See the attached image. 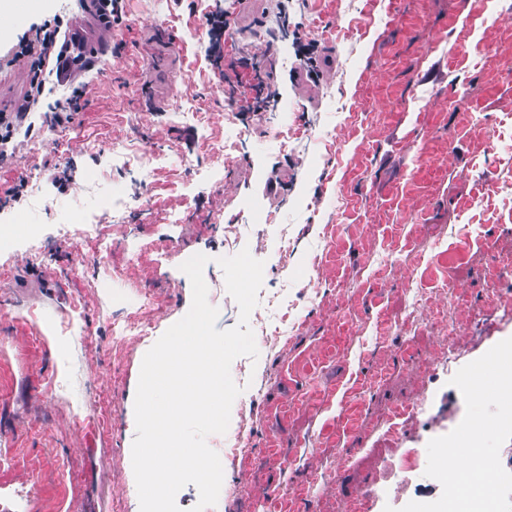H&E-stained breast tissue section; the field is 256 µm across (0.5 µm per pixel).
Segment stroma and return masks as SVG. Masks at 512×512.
Listing matches in <instances>:
<instances>
[{"instance_id":"obj_1","label":"stroma","mask_w":512,"mask_h":512,"mask_svg":"<svg viewBox=\"0 0 512 512\" xmlns=\"http://www.w3.org/2000/svg\"><path fill=\"white\" fill-rule=\"evenodd\" d=\"M98 65L50 83L0 159V512H140L134 400L146 352L208 256L217 329L239 308L218 257L263 261L278 295L231 375L254 417L208 512H368L432 502L427 444L463 419L451 379L512 337V0H122ZM224 10V64L201 25ZM93 30L42 0L0 33V110L33 25ZM319 44L312 72L297 35ZM263 111L243 106L250 66ZM82 86L87 108L51 124ZM136 157L117 158L123 145ZM67 175L65 187L55 178ZM98 224L111 250L85 237ZM453 292H445L446 284ZM150 300L145 336L114 318Z\"/></svg>"}]
</instances>
